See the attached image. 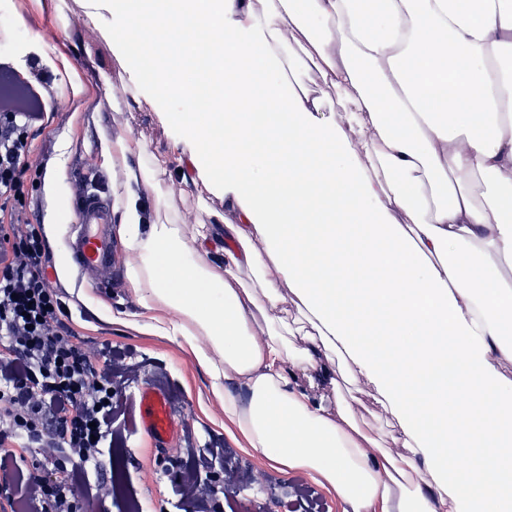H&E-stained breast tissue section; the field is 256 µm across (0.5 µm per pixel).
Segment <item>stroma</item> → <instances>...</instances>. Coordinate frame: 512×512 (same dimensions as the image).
Masks as SVG:
<instances>
[{
    "instance_id": "1",
    "label": "stroma",
    "mask_w": 512,
    "mask_h": 512,
    "mask_svg": "<svg viewBox=\"0 0 512 512\" xmlns=\"http://www.w3.org/2000/svg\"><path fill=\"white\" fill-rule=\"evenodd\" d=\"M0 22L13 39L0 45V60L24 75L31 60L39 59L57 86L50 121L29 135L23 218L45 239L47 276L63 297L61 320L96 355L97 365L105 363L104 348L114 345L124 348L141 372L139 384L117 392L130 413L120 423L123 446L104 456V476L112 482L113 495L91 503L88 512H124L130 501L138 502L143 512H194L177 492L176 474L188 463L185 434L193 435L196 452L203 454L224 431V410L212 394L209 377L175 342L138 327L141 303L127 281L129 251L120 224L110 229L115 263L98 281L88 282L76 268L61 278L55 267L57 244L68 243L71 236L75 192L110 198L126 178L123 165L104 162L105 142L127 134L146 152L159 155L169 150L175 130L160 123L145 104L113 110V88L121 83L122 69L112 53V23L106 19L97 28L88 24L81 0H5ZM103 71L112 74L111 84L101 81ZM73 73L85 85L84 94L72 95ZM59 169L66 178L61 190L53 192L47 188L48 177ZM143 383L160 385L168 397L175 430L166 443L155 442L144 429L139 398ZM222 463L250 472L252 481L235 496H214L221 512H291L299 483L308 485L321 512H341L334 494L305 474L274 470L252 450L226 444Z\"/></svg>"
}]
</instances>
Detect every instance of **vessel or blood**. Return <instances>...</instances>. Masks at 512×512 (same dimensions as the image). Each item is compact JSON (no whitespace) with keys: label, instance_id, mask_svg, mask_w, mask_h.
<instances>
[{"label":"vessel or blood","instance_id":"1","mask_svg":"<svg viewBox=\"0 0 512 512\" xmlns=\"http://www.w3.org/2000/svg\"><path fill=\"white\" fill-rule=\"evenodd\" d=\"M74 209V246L81 269L91 275L110 270L112 248L106 235V226L112 221L109 203L88 194L75 201ZM140 402L147 433L156 441L165 442L173 431V422L164 392L153 386L143 387Z\"/></svg>","mask_w":512,"mask_h":512}]
</instances>
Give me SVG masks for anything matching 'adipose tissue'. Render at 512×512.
<instances>
[{
    "label": "adipose tissue",
    "instance_id": "obj_1",
    "mask_svg": "<svg viewBox=\"0 0 512 512\" xmlns=\"http://www.w3.org/2000/svg\"><path fill=\"white\" fill-rule=\"evenodd\" d=\"M105 10L113 108L147 101L182 185L224 202L185 236L162 158L106 143L137 160L115 207L141 327L342 512H512V0Z\"/></svg>",
    "mask_w": 512,
    "mask_h": 512
}]
</instances>
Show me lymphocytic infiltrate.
Returning a JSON list of instances; mask_svg holds the SVG:
<instances>
[{
    "label": "lymphocytic infiltrate",
    "instance_id": "1",
    "mask_svg": "<svg viewBox=\"0 0 512 512\" xmlns=\"http://www.w3.org/2000/svg\"><path fill=\"white\" fill-rule=\"evenodd\" d=\"M35 85L0 93V211L22 208L30 131L43 125L44 97L54 91L42 72ZM44 242L35 225H0V512H82L106 499L105 478L87 484L69 462L100 470L101 450L121 441L113 421L127 412L114 385L139 377L119 348L106 351V372L60 319L62 296L43 271ZM223 445L195 454L178 482L195 512H218L200 494V475Z\"/></svg>",
    "mask_w": 512,
    "mask_h": 512
}]
</instances>
